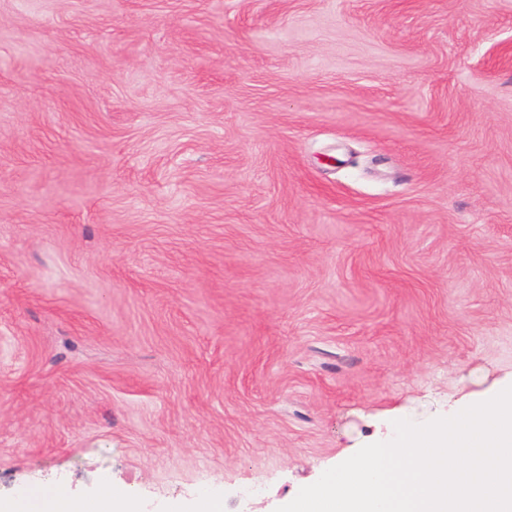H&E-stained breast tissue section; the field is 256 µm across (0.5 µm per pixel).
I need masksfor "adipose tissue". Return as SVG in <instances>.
<instances>
[{
  "mask_svg": "<svg viewBox=\"0 0 512 512\" xmlns=\"http://www.w3.org/2000/svg\"><path fill=\"white\" fill-rule=\"evenodd\" d=\"M11 508L13 512H139L128 492L108 483L89 499L76 498L67 487L57 485L20 498Z\"/></svg>",
  "mask_w": 512,
  "mask_h": 512,
  "instance_id": "adipose-tissue-1",
  "label": "adipose tissue"
}]
</instances>
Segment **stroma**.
Masks as SVG:
<instances>
[{
    "label": "stroma",
    "instance_id": "1",
    "mask_svg": "<svg viewBox=\"0 0 512 512\" xmlns=\"http://www.w3.org/2000/svg\"><path fill=\"white\" fill-rule=\"evenodd\" d=\"M512 379V0H0V501L274 512ZM5 509L18 512H139L131 495L111 483L100 486L90 499H78L67 487L57 485L39 490L7 504Z\"/></svg>",
    "mask_w": 512,
    "mask_h": 512
}]
</instances>
